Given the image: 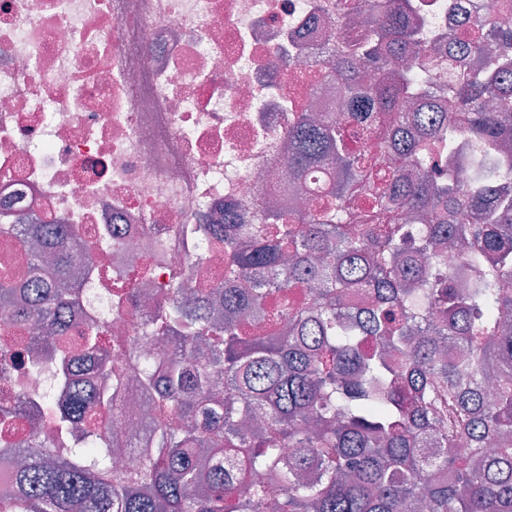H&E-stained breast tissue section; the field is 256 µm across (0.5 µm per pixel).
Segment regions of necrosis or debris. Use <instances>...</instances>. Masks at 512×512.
<instances>
[{
    "instance_id": "necrosis-or-debris-1",
    "label": "necrosis or debris",
    "mask_w": 512,
    "mask_h": 512,
    "mask_svg": "<svg viewBox=\"0 0 512 512\" xmlns=\"http://www.w3.org/2000/svg\"><path fill=\"white\" fill-rule=\"evenodd\" d=\"M361 0H0V223L64 224L94 262L74 323L105 318L107 349L150 322L191 262L190 225L259 202L306 210L281 149L294 113L344 121L322 84L373 22ZM432 41L499 0H407Z\"/></svg>"
}]
</instances>
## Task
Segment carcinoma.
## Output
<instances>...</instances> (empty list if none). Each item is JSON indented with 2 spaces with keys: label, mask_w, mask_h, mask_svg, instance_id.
Instances as JSON below:
<instances>
[{
  "label": "carcinoma",
  "mask_w": 512,
  "mask_h": 512,
  "mask_svg": "<svg viewBox=\"0 0 512 512\" xmlns=\"http://www.w3.org/2000/svg\"><path fill=\"white\" fill-rule=\"evenodd\" d=\"M373 37L329 60L348 118L400 164L348 152L335 120L288 127L296 179L336 181L312 211L224 225L225 272L161 301L162 335L122 366L98 356L105 322L67 339L83 291L64 224H14L31 242L28 294L0 266V328L36 327L24 363L53 365L41 397L54 438L14 470L0 512H512V28L467 20L448 42L476 58L436 104L414 77L433 63L399 0H367ZM373 65L367 84L361 66ZM463 162L456 180L443 163ZM366 223H344L353 192ZM462 248L469 285L443 265ZM244 279L248 287L236 288ZM134 377L161 416L143 420L135 468L112 466L100 423ZM464 439L459 452L449 440ZM278 487L281 493L271 494Z\"/></svg>",
  "instance_id": "obj_1"
}]
</instances>
